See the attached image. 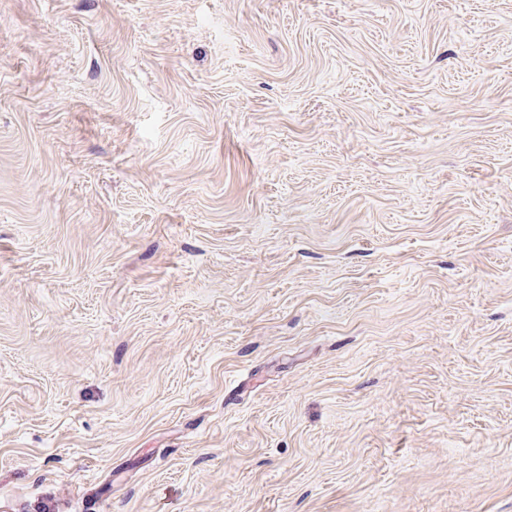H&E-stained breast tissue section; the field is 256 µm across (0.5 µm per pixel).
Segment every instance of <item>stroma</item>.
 Wrapping results in <instances>:
<instances>
[{
  "mask_svg": "<svg viewBox=\"0 0 512 512\" xmlns=\"http://www.w3.org/2000/svg\"><path fill=\"white\" fill-rule=\"evenodd\" d=\"M0 512H512V0H0Z\"/></svg>",
  "mask_w": 512,
  "mask_h": 512,
  "instance_id": "1",
  "label": "stroma"
}]
</instances>
